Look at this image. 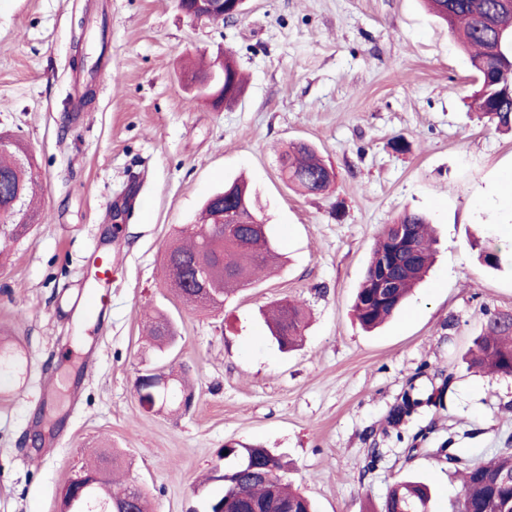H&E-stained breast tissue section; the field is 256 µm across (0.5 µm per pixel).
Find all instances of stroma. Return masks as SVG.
<instances>
[{
    "label": "stroma",
    "instance_id": "stroma-1",
    "mask_svg": "<svg viewBox=\"0 0 512 512\" xmlns=\"http://www.w3.org/2000/svg\"><path fill=\"white\" fill-rule=\"evenodd\" d=\"M222 50L246 85L216 107L187 77ZM475 85L423 0H245L215 22L177 0H0V131L28 145L41 197L33 232L0 259V349L14 357L0 373V512H57L99 451L153 512H205L227 444L281 456L317 512H378L403 477L433 486L431 512H451L462 481L442 448L474 461L512 448V376L465 360L488 315L512 313V268L479 258L512 239L499 196L512 132L471 108ZM299 140L334 173L321 194L280 176ZM239 176L283 263L223 307H187L163 279L164 252ZM406 210L428 216L435 260L368 332L355 293ZM95 250L118 260L108 306L78 315ZM294 297L308 326L284 352L261 311ZM155 310L178 332L166 355L145 338ZM150 367L187 375L191 407L143 408L135 381ZM409 390L443 403L392 423Z\"/></svg>",
    "mask_w": 512,
    "mask_h": 512
}]
</instances>
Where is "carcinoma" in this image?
Instances as JSON below:
<instances>
[{
	"label": "carcinoma",
	"mask_w": 512,
	"mask_h": 512,
	"mask_svg": "<svg viewBox=\"0 0 512 512\" xmlns=\"http://www.w3.org/2000/svg\"><path fill=\"white\" fill-rule=\"evenodd\" d=\"M430 10L448 26V31L467 50L470 63L478 77L473 98L487 122L498 129L512 130V50L495 51L501 32H512V9L501 0H427ZM242 89V79L233 64L232 54L225 59V100L234 99ZM282 171L289 183L309 194L327 188V167L315 149L306 142L292 143L281 152ZM38 181L33 156L24 142L0 133V241H16L26 236L39 213L33 206V186ZM235 196V216L240 233L225 238L213 231L216 204L220 193L206 201L201 223L193 225L186 235L171 244L164 257L166 279L177 276L185 282L178 297L187 304L200 300L191 279L195 267L207 264L214 268V287L219 300L213 307L224 305L227 295L245 286L262 269L277 263L280 253L268 233H258L249 223L258 217L255 201L243 182L224 186ZM396 223L409 232V247L391 252L390 230L383 231L366 267L357 291L353 311L367 330L392 317L400 308L430 263V238L427 218L418 211H405ZM392 258V268L399 274V283L385 293L377 286L382 260ZM483 261L491 267L512 264V254L500 247L483 252ZM272 336L282 348L292 347L305 328L304 303L288 301L272 310L269 323ZM150 339L158 346L172 341L171 323L157 315L149 327ZM470 350L472 367L490 374L512 375V314L494 313L487 319ZM422 404L421 399L407 393L391 412L398 423L410 417ZM226 457L236 463L226 470L222 494L208 503L224 502V512H239L245 504L286 503L290 512H314L311 501L284 483L279 459L264 448H230ZM448 466L463 474V488L454 512H512V448L503 449L493 460L473 462L457 455L454 449L445 454ZM112 479L101 482L94 490L99 500L116 493H131L135 512H147L144 492L135 485L111 490ZM431 488L411 478L396 483L387 494L380 512H429Z\"/></svg>",
	"instance_id": "1"
}]
</instances>
